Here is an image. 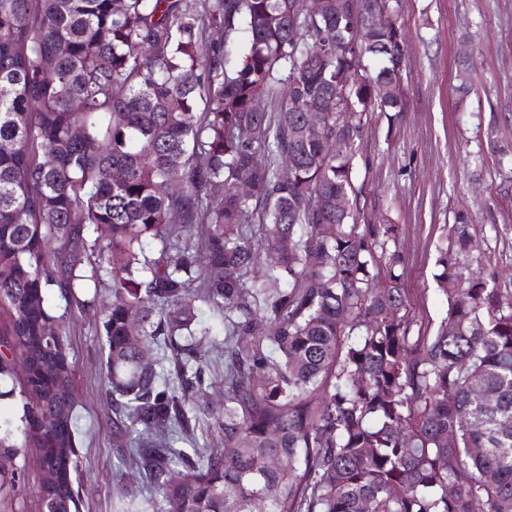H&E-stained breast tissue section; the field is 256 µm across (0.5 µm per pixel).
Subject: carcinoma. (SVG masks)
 <instances>
[{"label":"carcinoma","instance_id":"cac0c4a2","mask_svg":"<svg viewBox=\"0 0 512 512\" xmlns=\"http://www.w3.org/2000/svg\"><path fill=\"white\" fill-rule=\"evenodd\" d=\"M373 3L395 12L0 0V379L29 370L0 459L14 483L36 450L41 512L77 509L76 373L62 336H43L63 319L50 290L75 302L103 284L113 435L152 512H512V289L464 273L458 214L436 260L447 311L422 330L400 225L366 222L354 184L367 113L392 124L406 106L403 31L371 25ZM458 79L462 103L470 63ZM338 93L353 125L324 112L307 127ZM200 302L224 319L222 405ZM48 414L55 427L28 431ZM203 419L224 448L198 445Z\"/></svg>","mask_w":512,"mask_h":512}]
</instances>
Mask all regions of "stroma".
<instances>
[{"label":"stroma","instance_id":"1","mask_svg":"<svg viewBox=\"0 0 512 512\" xmlns=\"http://www.w3.org/2000/svg\"><path fill=\"white\" fill-rule=\"evenodd\" d=\"M396 18L406 39L407 108L392 125L369 115L354 183L368 220L401 225L411 310L431 327L447 310L434 272L455 214H468L480 244L471 271L512 274V0H399ZM463 53L474 62V88L461 107ZM67 316L79 392V509L127 512L139 480L121 465L113 439L102 315L73 306ZM41 478L28 460L15 487L0 491V512H38Z\"/></svg>","mask_w":512,"mask_h":512}]
</instances>
